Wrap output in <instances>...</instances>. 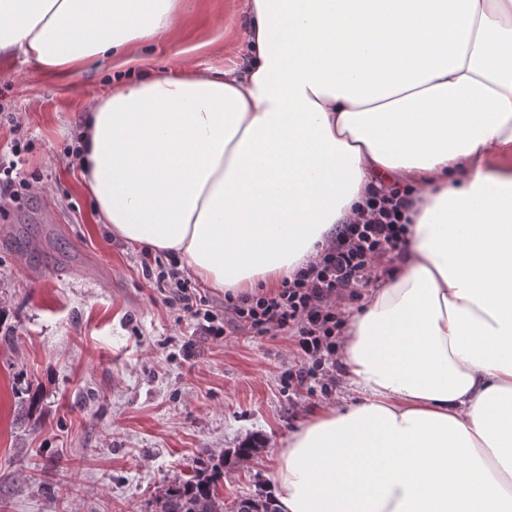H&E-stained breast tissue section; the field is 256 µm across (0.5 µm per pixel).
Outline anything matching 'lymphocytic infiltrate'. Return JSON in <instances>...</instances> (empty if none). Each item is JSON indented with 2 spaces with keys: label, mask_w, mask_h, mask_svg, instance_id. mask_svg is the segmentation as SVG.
Instances as JSON below:
<instances>
[{
  "label": "lymphocytic infiltrate",
  "mask_w": 512,
  "mask_h": 512,
  "mask_svg": "<svg viewBox=\"0 0 512 512\" xmlns=\"http://www.w3.org/2000/svg\"><path fill=\"white\" fill-rule=\"evenodd\" d=\"M410 204L407 190H372L356 219L338 225L292 278L283 279L272 291L225 297L219 312L183 271L154 267L148 254L141 264L144 271H155L157 283L166 285V305L196 320L205 335L219 339L231 328L256 336L288 332L300 359L288 370V385L311 393L320 371L336 364V332L343 325L337 301L357 298L359 289L376 278L378 260L403 252L407 232L403 216Z\"/></svg>",
  "instance_id": "obj_1"
}]
</instances>
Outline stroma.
<instances>
[{
    "label": "stroma",
    "mask_w": 512,
    "mask_h": 512,
    "mask_svg": "<svg viewBox=\"0 0 512 512\" xmlns=\"http://www.w3.org/2000/svg\"><path fill=\"white\" fill-rule=\"evenodd\" d=\"M246 3L175 0L171 33L132 49L153 74L183 49L201 71L245 68ZM111 69L94 59L61 82L0 57V157L21 144L31 185L0 212V512H155L169 484L216 472L225 503L267 495L275 448L358 399L339 370L324 395L284 388L289 335L202 336L140 247L97 223L69 149Z\"/></svg>",
    "instance_id": "35a3bbf8"
}]
</instances>
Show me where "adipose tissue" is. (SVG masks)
Segmentation results:
<instances>
[{
  "label": "adipose tissue",
  "instance_id": "adipose-tissue-1",
  "mask_svg": "<svg viewBox=\"0 0 512 512\" xmlns=\"http://www.w3.org/2000/svg\"><path fill=\"white\" fill-rule=\"evenodd\" d=\"M174 0H0V55L125 58L82 130L98 219L208 287L278 288L368 191L412 188L348 322L361 401L277 449L280 512H512V0H250L244 74L145 71Z\"/></svg>",
  "mask_w": 512,
  "mask_h": 512
}]
</instances>
